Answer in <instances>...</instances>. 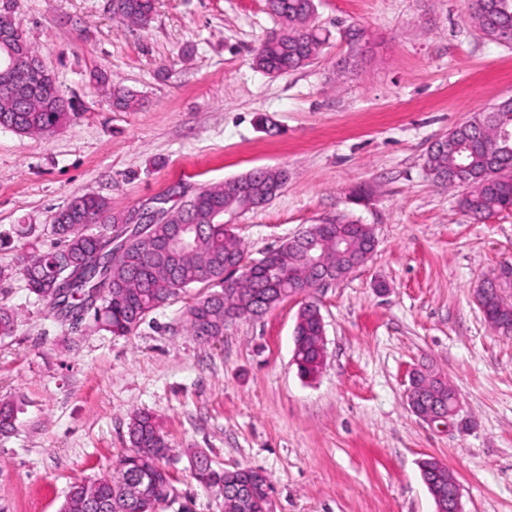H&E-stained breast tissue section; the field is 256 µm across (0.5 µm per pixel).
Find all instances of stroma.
<instances>
[{
  "label": "stroma",
  "mask_w": 512,
  "mask_h": 512,
  "mask_svg": "<svg viewBox=\"0 0 512 512\" xmlns=\"http://www.w3.org/2000/svg\"><path fill=\"white\" fill-rule=\"evenodd\" d=\"M316 4L320 57L272 77L253 64L279 26L265 0H157L143 28L113 19L110 0H0L76 105L46 135L0 127V306L17 317L0 339V400L18 408L0 434V512H59L72 484L112 473L136 410L159 421L192 512H223L192 475L196 449L218 471L262 469L274 512H435L420 470L431 458L455 476L463 512H512V337L476 296L512 263V211L474 221L461 189L424 170L433 141L512 99V45L486 38L464 0ZM116 87L133 108L113 107ZM257 168L288 181L232 217L248 260L341 214L375 234L364 266L310 295L326 343L315 378L292 361L302 298L202 341L183 321L199 285L116 337L56 318L11 273L16 226L48 247L73 196H100L112 215L159 197L175 208ZM422 366L459 398L448 422L408 406Z\"/></svg>",
  "instance_id": "35a3bbf8"
}]
</instances>
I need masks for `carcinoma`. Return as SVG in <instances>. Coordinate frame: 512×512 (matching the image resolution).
<instances>
[{"instance_id": "carcinoma-1", "label": "carcinoma", "mask_w": 512, "mask_h": 512, "mask_svg": "<svg viewBox=\"0 0 512 512\" xmlns=\"http://www.w3.org/2000/svg\"><path fill=\"white\" fill-rule=\"evenodd\" d=\"M269 11L280 21V28L268 35L256 50L254 64L278 75L309 65L324 43L315 24V0H267ZM469 18L483 34L500 42L512 34V0H466ZM155 0H119L112 14L120 21L144 27L149 24ZM34 103L28 107L15 100L0 86V127H9L21 135H45L65 124L73 106L58 85L49 80L33 87ZM497 112L501 122L512 127V106L504 101L487 110L473 113L468 120L448 130L454 147L442 150L431 145L427 151L426 172L436 184L461 185L457 169L465 166L470 181L459 198L460 208L476 220L512 208V139L487 138L482 144L476 138L487 121ZM286 180L280 173L252 171L220 186L203 188L178 209L170 211L169 223L156 226L152 239L136 242L124 251L112 254L101 276L108 288L94 310L96 328L113 336H127L155 309L170 298L194 287L207 284L217 291L197 299L184 312L191 335L212 339L224 335V328L241 318H260L271 307L253 303L252 298L264 291L291 296L308 280L303 253L297 248L280 246L252 265L244 263V249L235 234H226L221 219L224 212L247 211V196L254 195L264 203L275 198ZM68 220L51 225L53 242L45 250L21 256L15 274L26 282L28 290L53 308L57 304L56 283L61 268L83 262L99 240L112 233L113 225L125 221L127 213L110 216V223L100 219L107 212L104 199L94 195H78L68 203ZM174 224H193L196 240L181 253L161 248ZM357 236L360 222L338 215L324 224H313L310 230L319 238L318 253L329 267L345 277L350 271L349 259L336 253V230ZM85 277L79 276L67 286L69 304L85 302ZM480 303L485 320L491 322L505 305L501 296L487 289ZM16 316L0 307V339L15 329ZM322 315L315 302L300 310L294 332L297 347L296 366L304 377L314 378L323 365L325 350ZM410 386L427 403L452 407L453 390L427 368L417 370ZM16 406L0 401V432L14 428ZM130 450L119 461L113 473L71 486L61 512H157L163 505L164 491L172 485L169 470L163 464L169 444L156 420L149 412L133 414L128 424ZM195 479L219 492L234 493L237 505L233 512H262L261 503L269 490L264 472L256 468L216 471L202 451ZM448 468L439 467L432 459L422 462L421 474L426 483L435 482ZM139 480L138 495L126 494L125 486Z\"/></svg>"}]
</instances>
